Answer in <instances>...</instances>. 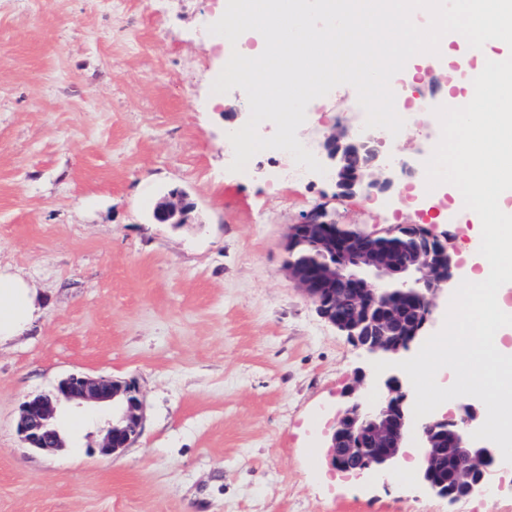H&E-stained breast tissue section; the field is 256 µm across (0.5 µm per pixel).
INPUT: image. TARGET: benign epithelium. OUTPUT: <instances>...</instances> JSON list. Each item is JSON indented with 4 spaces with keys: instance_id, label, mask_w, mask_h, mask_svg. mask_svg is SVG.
Returning a JSON list of instances; mask_svg holds the SVG:
<instances>
[{
    "instance_id": "7a95c632",
    "label": "benign epithelium",
    "mask_w": 512,
    "mask_h": 512,
    "mask_svg": "<svg viewBox=\"0 0 512 512\" xmlns=\"http://www.w3.org/2000/svg\"><path fill=\"white\" fill-rule=\"evenodd\" d=\"M384 138L378 133L355 131L339 120L322 142L323 162L336 186L335 197L388 193L402 179L416 175L406 160L384 157ZM191 209L186 195L171 191L158 202L154 219L161 224H182ZM328 205L320 204L303 219L288 226L283 248L290 278L317 307L321 317L342 331L370 362H400L418 350L433 321L440 297L448 291L456 263L448 252V235L432 234L421 224H398L381 234L391 236L412 229L422 239L423 258L396 265L384 253L367 251L353 237L336 233ZM303 245L322 256L315 265L293 259ZM373 392L372 402L362 399L357 386L345 392L329 434L326 457L336 471L386 476L405 458L411 426L420 435L421 454L415 469L418 484L430 495L453 503L487 491V474L503 461L496 445L477 444L472 434L483 424L481 411L463 400L455 418L431 415L413 423L412 384L399 368L375 374L359 370L358 386ZM112 403L103 443L91 449L102 456L131 447L141 431L142 400L132 380L116 381L75 373L61 379L53 391L25 399L19 407L18 432L29 448H62L57 426L65 404L83 406ZM465 476L452 492L441 477L448 450Z\"/></svg>"
}]
</instances>
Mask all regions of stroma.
I'll use <instances>...</instances> for the list:
<instances>
[{"mask_svg": "<svg viewBox=\"0 0 512 512\" xmlns=\"http://www.w3.org/2000/svg\"><path fill=\"white\" fill-rule=\"evenodd\" d=\"M212 0H0V271L43 313L0 344V512H512V464L495 499L451 504L414 468L338 477L320 449L364 354L290 280L289 225L331 202L373 233L422 224L453 257L474 221L425 176L390 196L335 199L328 175H294L258 153L230 171L224 132L243 90L212 93L224 67ZM352 96L311 101L297 136L313 154ZM433 120L386 155L425 162ZM186 193L182 224L155 203ZM135 381L137 441L93 449L108 414L60 415L65 448L25 447L20 404L70 374Z\"/></svg>", "mask_w": 512, "mask_h": 512, "instance_id": "1", "label": "stroma"}]
</instances>
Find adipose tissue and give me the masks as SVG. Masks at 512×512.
<instances>
[{"label": "adipose tissue", "mask_w": 512, "mask_h": 512, "mask_svg": "<svg viewBox=\"0 0 512 512\" xmlns=\"http://www.w3.org/2000/svg\"><path fill=\"white\" fill-rule=\"evenodd\" d=\"M41 313L36 291L22 278L0 272V342L26 333Z\"/></svg>", "instance_id": "obj_1"}]
</instances>
